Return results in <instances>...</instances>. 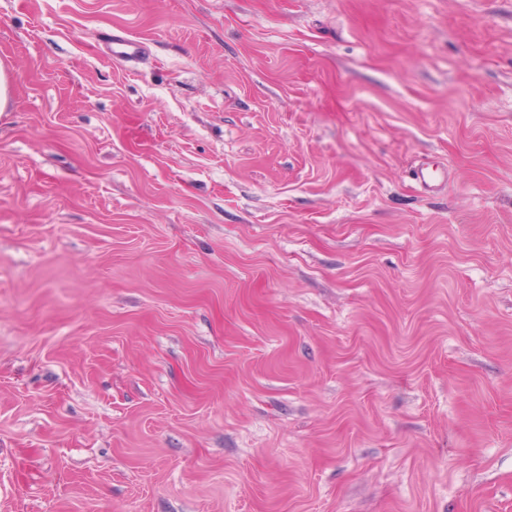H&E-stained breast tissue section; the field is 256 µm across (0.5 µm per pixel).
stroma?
<instances>
[{
    "label": "stroma",
    "instance_id": "stroma-1",
    "mask_svg": "<svg viewBox=\"0 0 512 512\" xmlns=\"http://www.w3.org/2000/svg\"><path fill=\"white\" fill-rule=\"evenodd\" d=\"M0 61V512H512V0H0ZM143 53V46L139 41L113 36L112 46L108 54L113 60L132 62L136 60Z\"/></svg>",
    "mask_w": 512,
    "mask_h": 512
}]
</instances>
